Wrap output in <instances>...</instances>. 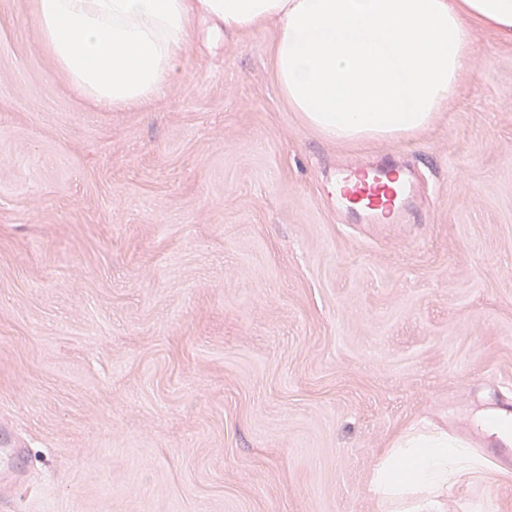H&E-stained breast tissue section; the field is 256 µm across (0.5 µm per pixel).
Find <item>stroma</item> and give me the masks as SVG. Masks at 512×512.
<instances>
[{
    "mask_svg": "<svg viewBox=\"0 0 512 512\" xmlns=\"http://www.w3.org/2000/svg\"><path fill=\"white\" fill-rule=\"evenodd\" d=\"M274 30L202 34L149 106L101 112L0 0V512H401L376 465L512 398V41L412 138L330 140L279 94ZM399 152L421 221L345 224L336 158ZM440 512H512L484 457Z\"/></svg>",
    "mask_w": 512,
    "mask_h": 512,
    "instance_id": "obj_1",
    "label": "stroma"
}]
</instances>
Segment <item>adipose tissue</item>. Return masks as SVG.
<instances>
[{"mask_svg":"<svg viewBox=\"0 0 512 512\" xmlns=\"http://www.w3.org/2000/svg\"><path fill=\"white\" fill-rule=\"evenodd\" d=\"M41 40L71 88L103 111L142 108L171 85L205 30L274 28L276 87L329 139L402 140L430 128L472 66L471 27L512 39V0H33ZM480 459L440 433L402 439L374 493L433 512V492Z\"/></svg>","mask_w":512,"mask_h":512,"instance_id":"obj_1","label":"adipose tissue"}]
</instances>
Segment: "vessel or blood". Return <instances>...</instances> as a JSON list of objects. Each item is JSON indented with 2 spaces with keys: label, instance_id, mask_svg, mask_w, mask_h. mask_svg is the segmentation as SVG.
<instances>
[{
  "label": "vessel or blood",
  "instance_id": "b4317fda",
  "mask_svg": "<svg viewBox=\"0 0 512 512\" xmlns=\"http://www.w3.org/2000/svg\"><path fill=\"white\" fill-rule=\"evenodd\" d=\"M329 197L337 215L352 224L391 228L418 221V179L405 160L392 155L337 161ZM471 439L480 450L512 462V446L487 441L476 432Z\"/></svg>",
  "mask_w": 512,
  "mask_h": 512
}]
</instances>
